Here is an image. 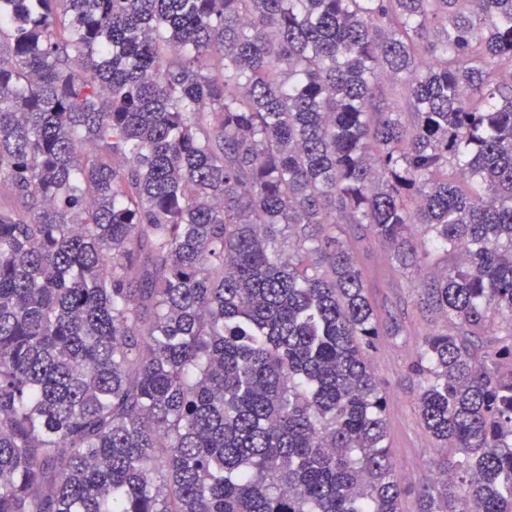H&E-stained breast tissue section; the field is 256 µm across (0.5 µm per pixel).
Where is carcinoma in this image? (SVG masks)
<instances>
[{
    "label": "carcinoma",
    "mask_w": 512,
    "mask_h": 512,
    "mask_svg": "<svg viewBox=\"0 0 512 512\" xmlns=\"http://www.w3.org/2000/svg\"><path fill=\"white\" fill-rule=\"evenodd\" d=\"M1 196L0 512H512V0H0ZM372 288V302L383 325L395 319L403 327L402 336H379L370 350L373 370L387 399L386 423L396 474L404 483L417 487L435 478L430 466L437 451L416 411L419 389L409 376L407 365L425 332L443 323L421 307V281L415 274L403 275L380 267L371 256L365 257Z\"/></svg>",
    "instance_id": "carcinoma-1"
}]
</instances>
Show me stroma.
I'll return each instance as SVG.
<instances>
[{
  "mask_svg": "<svg viewBox=\"0 0 512 512\" xmlns=\"http://www.w3.org/2000/svg\"><path fill=\"white\" fill-rule=\"evenodd\" d=\"M365 262L370 295L381 323L396 321L403 327L402 335L378 337L370 360L387 399L385 415L396 473L417 486L434 479L431 461L437 452L417 415L419 389L407 365L421 335L439 328L441 322L423 312L421 282L416 275L378 266L370 256Z\"/></svg>",
  "mask_w": 512,
  "mask_h": 512,
  "instance_id": "obj_1",
  "label": "stroma"
}]
</instances>
